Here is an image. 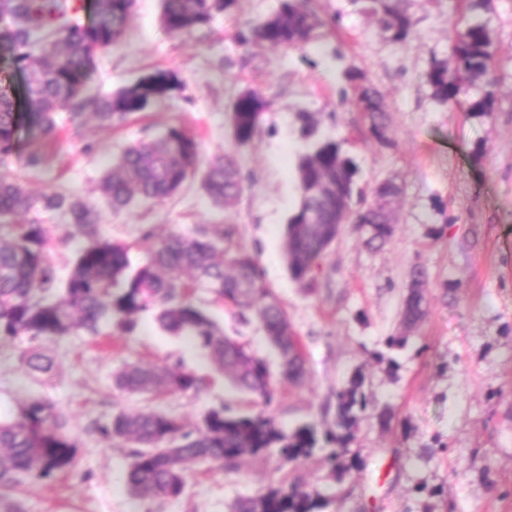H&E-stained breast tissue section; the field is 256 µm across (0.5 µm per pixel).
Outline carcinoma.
I'll list each match as a JSON object with an SVG mask.
<instances>
[{"mask_svg": "<svg viewBox=\"0 0 512 512\" xmlns=\"http://www.w3.org/2000/svg\"><path fill=\"white\" fill-rule=\"evenodd\" d=\"M363 12L395 44L415 33L409 0H362ZM236 0H161L162 27L192 35L235 6ZM492 0H456L449 13L450 57L453 64H432L427 81L432 97L452 108L462 92H473L470 111L494 109L499 47L491 27ZM135 0H94L89 22L83 0H0V56L24 74L21 93L0 82V165L19 157V132L27 127L35 137L23 168L38 170L49 161L50 143L59 131L77 126L82 116L95 115L106 125L162 103L183 87L171 69L156 68L113 93L88 92L98 53L125 34ZM340 16L322 18L316 0H280L277 11L256 25L241 29L236 42L263 43L275 49L306 50L319 39L318 30L333 29ZM350 89L339 91V103L350 100L363 112L371 137L389 143V117L380 91L350 70ZM269 102L246 89L232 100L230 124L235 142L248 144L257 133ZM308 149L299 155L296 175L300 202L288 217L283 245L291 277L311 282L344 224L359 231L371 249L382 247L392 234L391 201L399 188L388 184L365 200L355 177L358 165L342 142L318 135V121L309 112L297 115ZM199 142L182 126H169L159 136L125 147L101 180V192L113 211L140 202H161L200 176L211 204L229 209L237 203L242 179L236 161L222 153L206 168H198ZM57 212L66 218L63 237L76 241L72 268L64 280L48 258V230L41 215ZM23 220L16 221L14 217ZM100 214L88 201L64 190L30 195L19 178H0V344L25 336L34 345L19 363L35 379L47 382L53 368L49 345L82 332L98 338L109 327L121 335L134 333L140 315L153 314L159 328L186 336L212 366L238 391L253 396L261 409L247 413L211 409L190 429L180 418L162 411L131 413L118 409L112 418L92 422L89 432L103 442L134 445L127 464L126 485L141 499H177L185 494L189 464L232 466L248 455L280 465L313 456L330 473L345 472L344 458L353 440L357 414L375 406L355 373L336 394L332 421L306 422L283 429L269 412L276 398L267 362L248 343L224 334L209 305L221 303L253 313L281 359L282 379H305L301 341L291 330L276 295L265 281L258 259L237 252L224 260V229H202L195 237L172 233L151 241L150 257L134 266L128 246L99 235ZM420 294L403 301L400 321L409 331L426 313ZM207 380L180 362L162 365L133 363L115 374L113 388L125 394H199ZM81 443L67 427L62 411L50 399L31 397L9 419H0V512H26L18 495L34 481L74 473ZM335 495L299 484H278L265 493L236 501L232 512H323Z\"/></svg>", "mask_w": 512, "mask_h": 512, "instance_id": "cac0c4a2", "label": "carcinoma"}]
</instances>
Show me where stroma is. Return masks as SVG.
<instances>
[{
    "instance_id": "1",
    "label": "stroma",
    "mask_w": 512,
    "mask_h": 512,
    "mask_svg": "<svg viewBox=\"0 0 512 512\" xmlns=\"http://www.w3.org/2000/svg\"><path fill=\"white\" fill-rule=\"evenodd\" d=\"M277 5L237 0L209 30L181 35L163 29L159 0H136L124 39L98 56L95 88L113 92L163 67L179 73L183 90L120 126L85 116L80 130L59 133L44 170L24 173L15 159L0 166V177H22L34 194L65 189L99 204L101 178L113 157L167 126L193 132L200 165L215 154H233L243 177L234 210L217 212L193 184L157 204L103 211L99 232L129 245L138 265L149 258L144 229L159 237L222 225L227 254L258 259L303 343L307 379L300 385L279 381L270 408L276 422L290 430L321 421L337 390L354 373L364 376L377 405L354 426L353 466L337 480L315 457L280 466L245 456L231 470L189 465L179 499L131 495L130 445L88 436L91 419L109 418L120 406L133 413L164 411L193 425L211 408H252L250 397L216 374L191 340L163 334L145 315L130 336L71 335L52 344L53 379L46 387L18 362L27 337L0 347V416H13L30 396L43 394L65 413L83 445L76 473L22 493L27 512H232L238 499L296 479L335 495L325 512H512V0H493L501 80L494 110L484 115L470 112L469 95L459 94L452 109L431 97L430 66L449 56L447 5L414 0L417 34L401 46L384 37L360 0H320V14L340 13L341 27L311 52L236 42L240 28L268 17ZM346 68L381 92L391 145L367 138L355 103L340 104L337 74ZM247 88L261 93L270 109L252 141L240 146L229 106ZM301 111L314 113L322 133L344 141L361 187L391 181L402 189L392 205L388 244L369 250L345 225L309 288L290 277L282 250L300 198L294 169L306 150L296 120ZM417 264L426 270L427 313L407 346L392 352L385 341L400 329ZM212 312L226 334H240L278 371L277 354L256 320L239 322L226 307ZM176 358L211 378V385L197 395L114 396L112 375L126 364ZM382 405L392 410L386 425L379 419Z\"/></svg>"
}]
</instances>
